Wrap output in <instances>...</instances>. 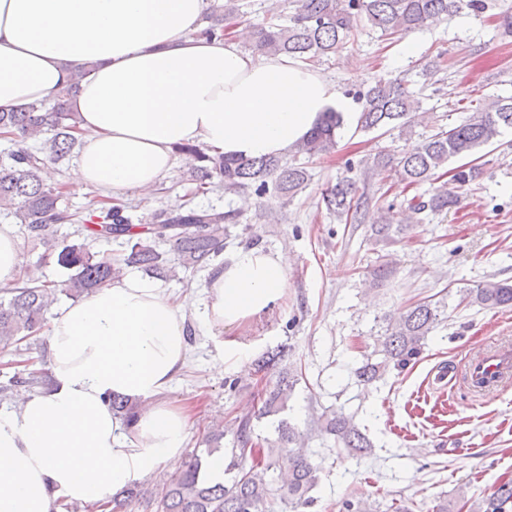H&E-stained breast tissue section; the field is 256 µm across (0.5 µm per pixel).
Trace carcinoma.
<instances>
[{
	"instance_id": "obj_1",
	"label": "carcinoma",
	"mask_w": 512,
	"mask_h": 512,
	"mask_svg": "<svg viewBox=\"0 0 512 512\" xmlns=\"http://www.w3.org/2000/svg\"><path fill=\"white\" fill-rule=\"evenodd\" d=\"M488 8V0H288V24L258 27L255 46L260 52L313 62L341 52L364 27L391 39L448 16L479 15ZM217 11L203 35H224L239 14L237 0H224ZM76 89L74 83L49 101L0 109V135L6 143L0 150V209L19 225L24 239L47 246L42 259H52L68 270L67 278L58 283L32 272L17 276L14 286L6 289V297L0 299L1 343L24 341L38 332L57 294L82 299L108 286L126 268L164 281L177 276L180 269H208L223 253L230 229L240 223L241 212L234 208H204L191 203L156 212L147 224L134 223V206L110 199L92 202L81 214L71 211L62 184H51L44 174L80 150L79 116L72 107ZM353 98L360 104L357 128L362 131L388 128L409 136L421 109L416 94L397 78L377 80L355 92ZM341 125L340 114L328 112L288 160L226 157L191 145L177 150L197 162L191 181L198 193L222 190L263 198L272 192L290 198L310 180L308 159L336 147V131ZM508 129L512 130V97H492L462 122L438 127L397 155L374 158V164L389 169L410 186L432 185L428 197L419 195L408 202L402 224H386L371 215V205L359 202L350 177L327 189L322 203L341 223L359 224L370 218L369 238L392 242L406 231L407 224H419L430 214H446L456 208L484 174L483 165L474 158L477 150L498 141ZM452 159L466 163L454 168L445 181L441 170ZM66 224L80 226L77 239L57 238L58 230ZM102 240H119L122 250L115 255L93 250V244ZM162 243L169 245V250L160 249ZM392 273V261L380 255L369 270L370 284H378ZM460 294L461 302L468 305L512 307V284L507 281L488 279L474 288L460 289ZM441 308L439 301L424 300L389 319L384 333L375 339L372 353L355 368L357 381L370 384L389 368L403 370L415 362L440 322ZM287 359L288 349L282 345L258 359L256 372L264 374L266 383L258 393L261 406L254 417L240 419L229 430L216 427L209 431L203 439L206 448L178 468L162 492L156 512H267L275 499L290 512H307L315 506L313 492L320 467L301 451L304 433L281 419L276 444L257 448L253 442L252 419L283 412L300 383L298 370L281 367ZM51 386L49 373L22 369L0 385V398ZM110 406L127 423L136 410L134 400L120 395L110 397ZM320 432L354 455L371 451L368 438L353 418L342 412L324 416ZM228 435L232 436L231 460L224 469L228 478L215 482L208 474L209 458L221 451ZM277 467L287 468L290 475L280 488L273 487L267 478L268 471ZM477 508L478 512H512V481L495 487Z\"/></svg>"
}]
</instances>
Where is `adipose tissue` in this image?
<instances>
[{"label": "adipose tissue", "instance_id": "ef3b65f1", "mask_svg": "<svg viewBox=\"0 0 512 512\" xmlns=\"http://www.w3.org/2000/svg\"><path fill=\"white\" fill-rule=\"evenodd\" d=\"M212 0H0V108L77 85L83 146L67 189L146 195L197 144L228 156H283L324 112L359 114L304 63L200 37ZM288 293L280 254L229 257L204 285L205 322L237 329ZM55 385L0 410V512H61L103 502L164 465H178L191 409L166 400L183 370V304L128 272L62 307L49 336ZM137 398L132 424L105 401Z\"/></svg>", "mask_w": 512, "mask_h": 512}]
</instances>
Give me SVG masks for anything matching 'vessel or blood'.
I'll return each instance as SVG.
<instances>
[{"instance_id": "obj_1", "label": "vessel or blood", "mask_w": 512, "mask_h": 512, "mask_svg": "<svg viewBox=\"0 0 512 512\" xmlns=\"http://www.w3.org/2000/svg\"><path fill=\"white\" fill-rule=\"evenodd\" d=\"M466 381L482 396L495 394L512 385V343L501 341L470 354Z\"/></svg>"}]
</instances>
